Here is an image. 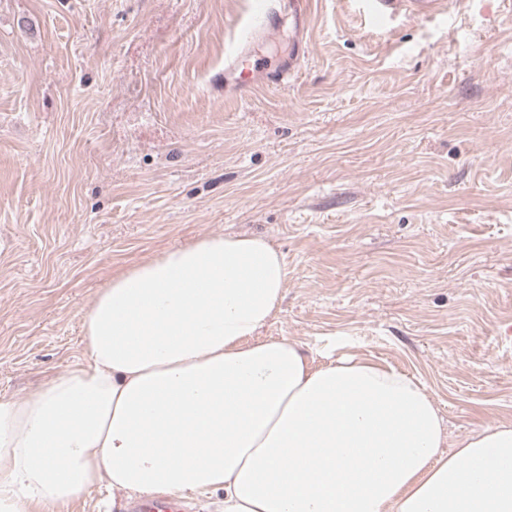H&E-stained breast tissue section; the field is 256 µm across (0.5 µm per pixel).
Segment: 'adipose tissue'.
<instances>
[{
  "mask_svg": "<svg viewBox=\"0 0 512 512\" xmlns=\"http://www.w3.org/2000/svg\"><path fill=\"white\" fill-rule=\"evenodd\" d=\"M288 279L254 235L204 236L113 274L82 358L0 399V512L104 484L224 495V512H512V425L451 454L424 384L353 355L258 339Z\"/></svg>",
  "mask_w": 512,
  "mask_h": 512,
  "instance_id": "obj_1",
  "label": "adipose tissue"
}]
</instances>
